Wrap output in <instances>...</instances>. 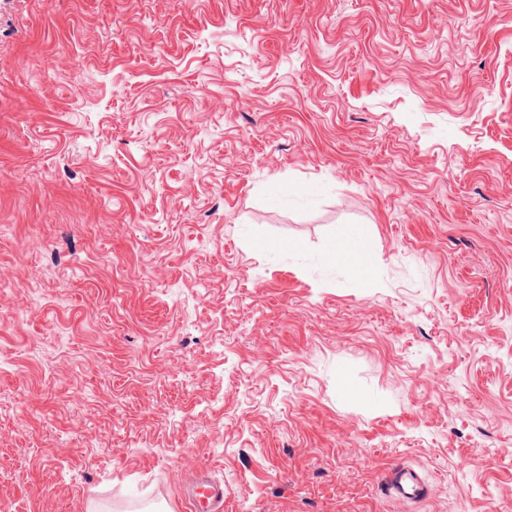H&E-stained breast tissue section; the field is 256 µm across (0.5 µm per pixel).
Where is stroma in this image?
<instances>
[{
    "label": "stroma",
    "instance_id": "1",
    "mask_svg": "<svg viewBox=\"0 0 512 512\" xmlns=\"http://www.w3.org/2000/svg\"><path fill=\"white\" fill-rule=\"evenodd\" d=\"M203 471L512 512V0H0V512ZM384 484L391 495L410 501H425L431 494L420 474L403 465L390 466L384 473Z\"/></svg>",
    "mask_w": 512,
    "mask_h": 512
}]
</instances>
